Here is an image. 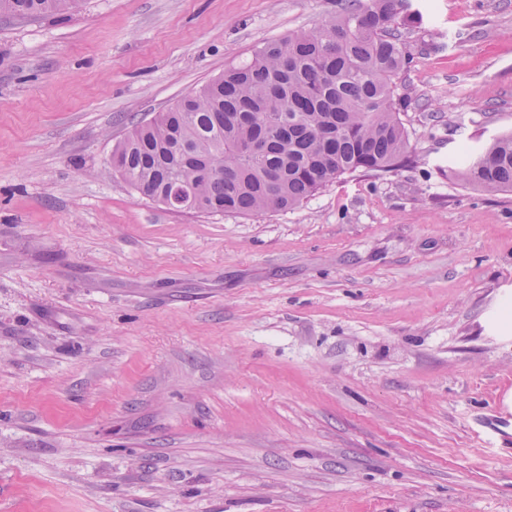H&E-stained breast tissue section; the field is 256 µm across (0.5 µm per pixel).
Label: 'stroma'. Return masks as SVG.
Returning a JSON list of instances; mask_svg holds the SVG:
<instances>
[{
	"label": "stroma",
	"mask_w": 512,
	"mask_h": 512,
	"mask_svg": "<svg viewBox=\"0 0 512 512\" xmlns=\"http://www.w3.org/2000/svg\"><path fill=\"white\" fill-rule=\"evenodd\" d=\"M413 2L416 166L249 216L89 172L336 0L0 19V512H512V0ZM453 176L465 187L512 192V133H504L489 146H464Z\"/></svg>",
	"instance_id": "1"
}]
</instances>
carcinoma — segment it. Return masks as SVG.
Masks as SVG:
<instances>
[{
  "instance_id": "obj_1",
  "label": "carcinoma",
  "mask_w": 512,
  "mask_h": 512,
  "mask_svg": "<svg viewBox=\"0 0 512 512\" xmlns=\"http://www.w3.org/2000/svg\"><path fill=\"white\" fill-rule=\"evenodd\" d=\"M83 0H0V15L77 12ZM406 0H336V16L257 50L250 61L134 125L112 149L109 173L153 201L186 186L188 210L249 215L294 209L357 174L415 163L397 80L409 63ZM261 140L249 159L240 145ZM453 176L473 189L512 192V133L463 147Z\"/></svg>"
}]
</instances>
